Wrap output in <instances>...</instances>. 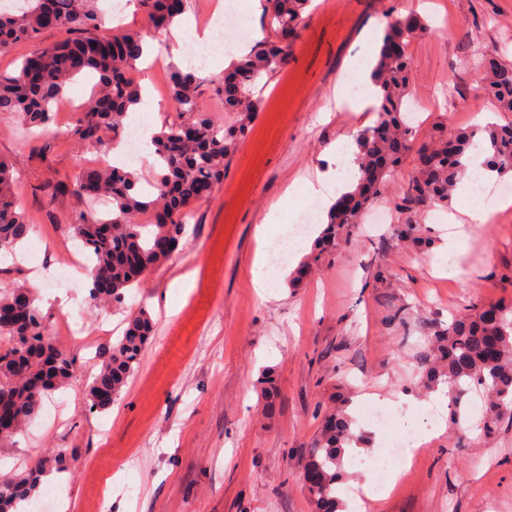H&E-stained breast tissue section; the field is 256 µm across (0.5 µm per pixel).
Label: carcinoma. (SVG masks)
I'll return each instance as SVG.
<instances>
[{
  "label": "carcinoma",
  "mask_w": 512,
  "mask_h": 512,
  "mask_svg": "<svg viewBox=\"0 0 512 512\" xmlns=\"http://www.w3.org/2000/svg\"><path fill=\"white\" fill-rule=\"evenodd\" d=\"M268 27L281 35L298 31L310 0H264ZM99 0H24L13 10L0 9V54L22 43L38 40L43 31L56 29L61 37L24 56L16 73L0 77V116L11 117L26 131L47 132L53 106L69 83L91 74L97 82L85 111L78 113L72 130L75 140L105 156L83 167L73 180H57L55 194H72L84 209L68 220L67 228L86 247L93 278L110 282L103 296L91 288L94 303L118 306L142 273L165 264L171 253L158 251L166 240L179 244L193 202L208 195L224 179L226 157L247 134L260 106L259 86L267 85L287 57L288 45L260 41L245 57L233 62L235 83L218 78L212 91L224 99V111L233 114L225 123L199 107L204 80L191 70L170 64L169 90L177 118L162 123L152 136L157 167L148 191L138 174L111 164L106 156L112 142L121 138L130 107L140 101L141 85L134 77L137 63L146 57L145 36L122 28L106 29ZM188 0H137L153 29V37L168 35L175 19L185 13ZM416 15H390L373 69L380 87L377 118L354 135L359 176L336 200L326 226L315 239L311 261L336 247L344 228L359 222L363 211L383 195L392 176L391 158L413 148L417 129L406 122L404 98L409 86L408 44L425 32ZM484 93L497 112H512V64L482 54ZM485 155V167L499 174L512 172V125H488L481 139L460 130L449 136L438 129L420 149L421 164L409 180L397 209L446 203L467 171L466 159L474 152ZM33 230L17 203L12 166L0 158V249L14 251ZM309 261V262H311ZM309 262L300 266L293 281L305 275ZM153 329L149 312H130L118 341L101 356L99 371L85 382L90 409L105 411L117 400L139 365ZM435 358L425 363L419 380L425 390L439 384L452 392L454 413L471 385L484 388L483 429L495 434L512 424V308H480L435 331ZM78 353L65 349L52 337L46 315L35 304L30 289L20 283L0 289V402L17 418L16 428L0 432V446L24 433L46 394L78 379ZM365 435L356 429L344 409L326 411L308 449L303 470L314 473L305 487L314 512H341L336 495L344 480L345 447L360 443ZM45 469L0 476V512H9L15 499L32 497Z\"/></svg>",
  "instance_id": "obj_1"
}]
</instances>
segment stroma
<instances>
[{
	"label": "stroma",
	"instance_id": "1",
	"mask_svg": "<svg viewBox=\"0 0 512 512\" xmlns=\"http://www.w3.org/2000/svg\"><path fill=\"white\" fill-rule=\"evenodd\" d=\"M391 7L416 11L429 26L408 48L406 117L419 140L438 126L474 128L479 112L512 123V113L494 111L481 94L471 52L477 44L512 63V0H313L286 62L260 93L247 136L226 160L223 183L192 205L171 259L113 309L108 336L85 289L51 284L76 243L64 219L83 203L52 195L50 185L101 159L70 136L91 84H71L48 136L22 135L0 117V156L11 161L19 204L36 226L24 250L43 262L37 274L30 261L10 264L0 287L31 283L53 320L81 314L75 347L94 371L96 353L122 335L128 311L146 308L154 323L112 408L89 411L84 385L74 381L44 398L26 435L0 447L4 473L79 457L65 484H41L33 502L51 492L68 499L67 512H312L300 471L317 409L343 397L363 405L377 394L393 418L411 412L430 422L433 396L414 373L435 330L476 304L512 306V207L468 225L455 277L436 267L444 262L442 217L463 203L456 193L445 204L394 213L389 224L350 226L308 277L272 299L252 285L255 224L294 179L335 167L330 145L375 121L373 106L340 105L336 95L373 68L375 36ZM181 272L192 275L185 294L171 286ZM269 369L277 379L270 399L261 385ZM439 417L441 434L367 512H512V425L487 437L462 430L449 407Z\"/></svg>",
	"mask_w": 512,
	"mask_h": 512
}]
</instances>
